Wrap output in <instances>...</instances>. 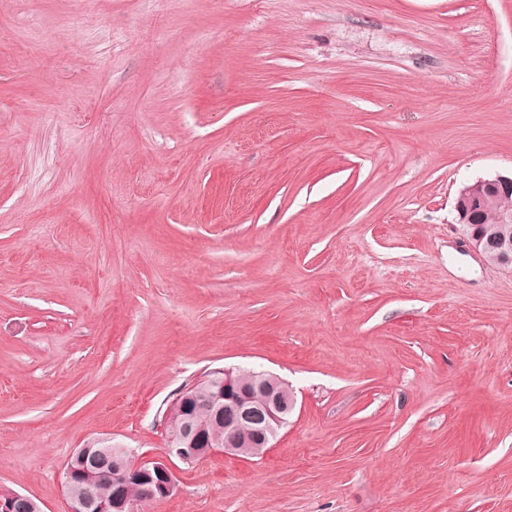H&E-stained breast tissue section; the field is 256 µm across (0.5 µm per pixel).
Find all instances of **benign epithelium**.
Returning <instances> with one entry per match:
<instances>
[{"label":"benign epithelium","mask_w":512,"mask_h":512,"mask_svg":"<svg viewBox=\"0 0 512 512\" xmlns=\"http://www.w3.org/2000/svg\"><path fill=\"white\" fill-rule=\"evenodd\" d=\"M512 192V175H495L478 178L464 186L455 199L458 223L468 227L474 225L473 215L477 208L489 199ZM470 248L485 257L491 251L500 253V266L512 268V251L507 249L506 240L490 239L477 230L466 231ZM211 391L210 405L216 413L224 414L225 424L230 431L224 437L222 452L240 457H262L278 431L288 425V413L295 408V397L288 384L279 377L261 372L249 384H242L233 369L215 371L209 378ZM265 396L261 404L255 403L256 395ZM194 401L191 389L179 393L171 406L181 419L178 433L169 436L166 457L163 460H132L125 448H114L110 444L101 447L80 448L74 454L75 461L67 462L64 482L70 492L69 512H126L128 488L136 483L142 491L154 500L170 496L175 488L172 459L181 461L201 459L213 452L211 442L201 445L197 437L190 405ZM112 470V497L98 498L83 487L95 477V471ZM0 512H41L38 503L19 492L0 491Z\"/></svg>","instance_id":"1"}]
</instances>
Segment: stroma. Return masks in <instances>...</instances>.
Returning <instances> with one entry per match:
<instances>
[{"label":"stroma","instance_id":"obj_1","mask_svg":"<svg viewBox=\"0 0 512 512\" xmlns=\"http://www.w3.org/2000/svg\"><path fill=\"white\" fill-rule=\"evenodd\" d=\"M512 0H0V490L68 512L228 367L297 404L138 512H512ZM512 174L495 175L486 178H478L473 182L464 186L455 199V210L458 214V223L462 226L466 225L470 230H465L466 238L470 248L475 253L483 256L492 263L498 261V252L501 258L499 266L504 268H512V251H508L505 239H490L486 237L497 238L505 236L507 241L512 238V211L504 210L498 216L499 224H495L497 212L509 208L512 205ZM499 200V206L489 209L478 215V223H480V231L471 230L474 225L473 215L477 211V206L482 207L489 199L501 195L509 194ZM510 197V198H509ZM511 199V202H510ZM497 250V251H494ZM492 251V252H490ZM490 252V253H489ZM489 253V254H488Z\"/></svg>","mask_w":512,"mask_h":512}]
</instances>
